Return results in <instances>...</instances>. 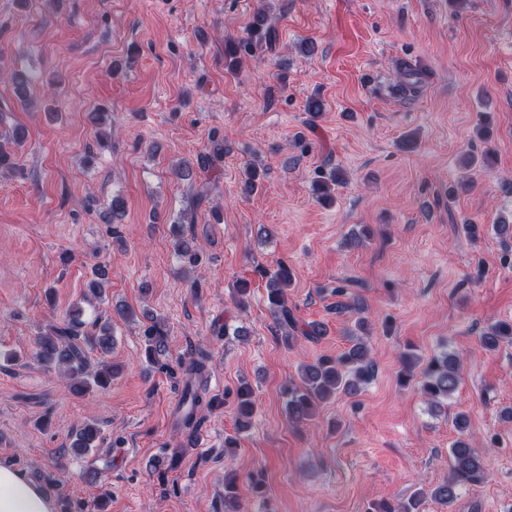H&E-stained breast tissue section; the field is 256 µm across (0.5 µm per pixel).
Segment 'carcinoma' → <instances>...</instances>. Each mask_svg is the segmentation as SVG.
<instances>
[{
	"mask_svg": "<svg viewBox=\"0 0 512 512\" xmlns=\"http://www.w3.org/2000/svg\"><path fill=\"white\" fill-rule=\"evenodd\" d=\"M275 38V30L266 26V16L259 13L254 20L249 38L226 44L224 56L231 58L235 64L242 55L251 53L255 46L263 42L270 44ZM12 85L13 93L20 105L31 106L29 90L33 86V79L16 72L12 77ZM175 251L184 264L190 267L199 266L202 252L194 231L178 235ZM265 277L269 310L281 330V340L285 346L292 345L297 332L310 342H316L326 335L327 329L321 323H308L304 328L298 327V321L288 307L287 291L292 284V271L288 264L277 263L275 269L265 272ZM336 296L337 316L362 310L359 298L348 293L346 289H336ZM85 326L82 310L69 312L63 325L53 328L51 335L36 337V356L46 368L56 369L59 374L83 389L88 390L94 386L104 389L112 382L113 369L103 365L93 372L90 371L87 368L84 347L99 349L103 353L112 351V323L106 321L101 324L96 319L92 323V330H85ZM143 336L144 352L148 361H153L155 355L166 351L168 329L165 322H153L144 330ZM509 341H512L510 321H498L479 336L481 346L487 351H493L501 343ZM209 360L210 354L200 349L185 368L187 380L177 406L178 424L184 429L196 426L197 413L206 404ZM374 375L375 363L370 356L368 345L359 338L354 340L347 350L334 357H318L300 368L299 380H290L282 388L288 419L295 424L312 420L321 405L340 393L348 396L359 394L374 379ZM411 380L416 382L420 393L430 404L437 405L439 400L450 397L458 387L459 360L446 351L426 361L409 352L403 356L399 381L406 384ZM236 410L238 417L244 421L251 419L254 400L253 391L249 387L238 388ZM455 428L458 437L448 449V480L428 493L417 491L406 500L395 504H383L377 507V512H421L420 506L429 499L450 505L456 501L461 488L478 486L488 480L489 472L484 455L473 448L465 438V415H456ZM96 436V429L84 427L72 443L69 452L81 454L89 451ZM236 482L235 472H224V512H241L235 495Z\"/></svg>",
	"mask_w": 512,
	"mask_h": 512,
	"instance_id": "1",
	"label": "carcinoma"
}]
</instances>
